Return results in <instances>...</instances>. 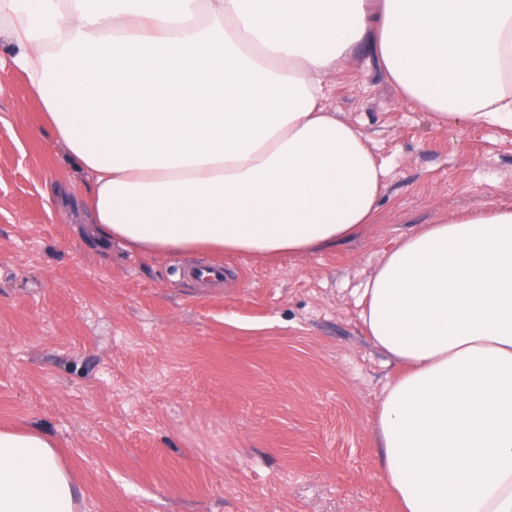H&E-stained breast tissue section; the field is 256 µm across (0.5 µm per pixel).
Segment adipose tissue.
<instances>
[{"label":"adipose tissue","instance_id":"1","mask_svg":"<svg viewBox=\"0 0 512 512\" xmlns=\"http://www.w3.org/2000/svg\"><path fill=\"white\" fill-rule=\"evenodd\" d=\"M96 232L144 254L323 251L385 171L326 105L366 43L440 124L512 130V0H0ZM360 318L396 363L374 426L402 512H512V209L388 249ZM40 430L0 428V512H77Z\"/></svg>","mask_w":512,"mask_h":512}]
</instances>
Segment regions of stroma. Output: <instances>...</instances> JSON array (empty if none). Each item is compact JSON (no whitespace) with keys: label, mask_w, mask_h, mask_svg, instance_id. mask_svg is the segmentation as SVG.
I'll return each instance as SVG.
<instances>
[{"label":"stroma","mask_w":512,"mask_h":512,"mask_svg":"<svg viewBox=\"0 0 512 512\" xmlns=\"http://www.w3.org/2000/svg\"><path fill=\"white\" fill-rule=\"evenodd\" d=\"M327 84L386 170L374 223L307 255H144L86 231V177L0 70V424L45 432L89 512H398L374 437L395 365L359 298L439 214L512 208V131L437 124L367 45Z\"/></svg>","instance_id":"35a3bbf8"}]
</instances>
